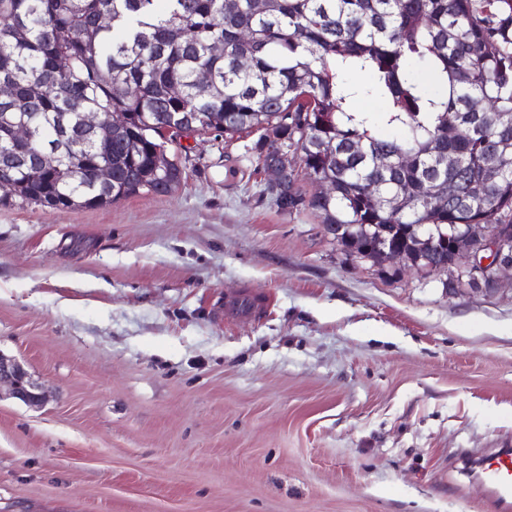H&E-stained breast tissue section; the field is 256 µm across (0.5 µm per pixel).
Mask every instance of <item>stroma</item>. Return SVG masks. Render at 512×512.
I'll use <instances>...</instances> for the list:
<instances>
[{
	"instance_id": "1",
	"label": "stroma",
	"mask_w": 512,
	"mask_h": 512,
	"mask_svg": "<svg viewBox=\"0 0 512 512\" xmlns=\"http://www.w3.org/2000/svg\"><path fill=\"white\" fill-rule=\"evenodd\" d=\"M251 138L179 187L0 204V512H491L512 449V276L491 297L348 256L281 212ZM3 385L9 388L13 397L29 405L43 402V393L30 381L24 368L15 360L0 355V393ZM486 482L491 491L490 507L498 512L508 509L512 500V457L499 455L484 470Z\"/></svg>"
}]
</instances>
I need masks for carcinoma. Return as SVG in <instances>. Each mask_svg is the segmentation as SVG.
I'll return each mask as SVG.
<instances>
[{
	"label": "carcinoma",
	"mask_w": 512,
	"mask_h": 512,
	"mask_svg": "<svg viewBox=\"0 0 512 512\" xmlns=\"http://www.w3.org/2000/svg\"><path fill=\"white\" fill-rule=\"evenodd\" d=\"M101 13L110 24H95ZM213 41L224 56L207 52ZM416 65L439 91L413 76ZM108 71L117 82L101 79ZM354 72L371 81H348ZM1 79L16 88L35 148L75 130L80 112L109 127L69 141L55 168L1 162L23 203L99 208L167 194L182 176L174 159L156 164L168 144L255 135L258 168L279 146L298 163L286 187L265 193L283 212L312 210L350 256L380 267L386 244L427 274L446 273L448 243L478 241L471 225L512 240V0H240L229 14L223 0H0ZM367 98L384 103L379 117L359 107ZM442 155L457 164L441 170ZM100 165L112 168L109 191L93 183ZM302 174L335 193L306 197L291 187ZM407 185L412 207L380 205ZM421 231L434 242L428 263Z\"/></svg>",
	"instance_id": "obj_1"
}]
</instances>
